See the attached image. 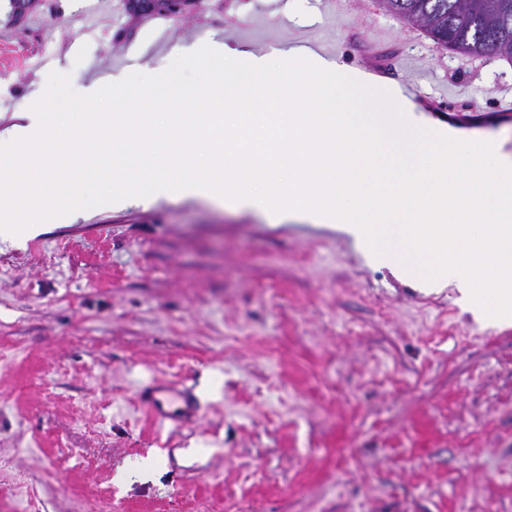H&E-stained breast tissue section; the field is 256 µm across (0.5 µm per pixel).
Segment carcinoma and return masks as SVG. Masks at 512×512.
I'll return each instance as SVG.
<instances>
[{
  "instance_id": "1",
  "label": "carcinoma",
  "mask_w": 512,
  "mask_h": 512,
  "mask_svg": "<svg viewBox=\"0 0 512 512\" xmlns=\"http://www.w3.org/2000/svg\"><path fill=\"white\" fill-rule=\"evenodd\" d=\"M382 7L420 27L437 46L512 60V0H382Z\"/></svg>"
}]
</instances>
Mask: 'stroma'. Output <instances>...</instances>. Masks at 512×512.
<instances>
[{
    "mask_svg": "<svg viewBox=\"0 0 512 512\" xmlns=\"http://www.w3.org/2000/svg\"><path fill=\"white\" fill-rule=\"evenodd\" d=\"M313 40L440 97L512 155V61L436 47L379 0H0V131L51 72L164 69L181 46ZM325 224L204 198L105 205L0 239V512H512V326ZM174 382L192 423L138 403Z\"/></svg>",
    "mask_w": 512,
    "mask_h": 512,
    "instance_id": "1",
    "label": "stroma"
}]
</instances>
